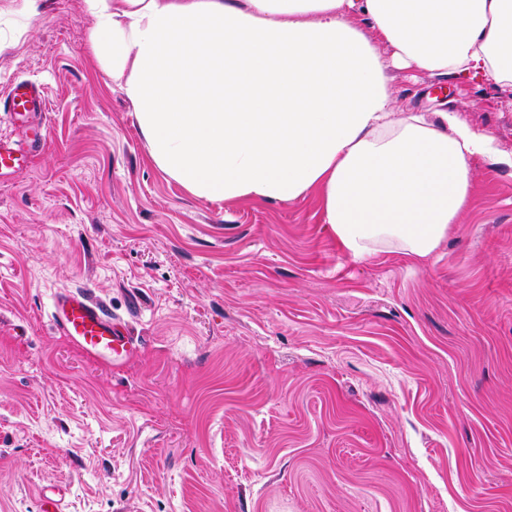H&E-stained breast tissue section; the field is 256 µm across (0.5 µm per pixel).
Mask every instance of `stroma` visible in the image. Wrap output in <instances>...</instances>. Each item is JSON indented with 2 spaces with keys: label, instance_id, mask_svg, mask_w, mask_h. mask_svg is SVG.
Masks as SVG:
<instances>
[{
  "label": "stroma",
  "instance_id": "1",
  "mask_svg": "<svg viewBox=\"0 0 512 512\" xmlns=\"http://www.w3.org/2000/svg\"><path fill=\"white\" fill-rule=\"evenodd\" d=\"M83 0H0V512H512V87L390 69L396 102L495 153L439 247L356 258L318 192L205 199L153 162ZM86 290L128 321L115 368L54 329ZM43 104L41 88L32 82L17 84L7 99L0 102V112L19 114L22 112H40ZM26 155L14 143L0 139V178L19 169L26 162ZM66 489L60 485H44L38 490L42 512H63L62 504Z\"/></svg>",
  "mask_w": 512,
  "mask_h": 512
}]
</instances>
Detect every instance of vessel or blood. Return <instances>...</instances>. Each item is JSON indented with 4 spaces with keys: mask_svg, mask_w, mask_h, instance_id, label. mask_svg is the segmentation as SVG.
I'll use <instances>...</instances> for the list:
<instances>
[{
    "mask_svg": "<svg viewBox=\"0 0 512 512\" xmlns=\"http://www.w3.org/2000/svg\"><path fill=\"white\" fill-rule=\"evenodd\" d=\"M43 104L41 88L32 82L17 84L0 112L19 114L40 111ZM27 151L14 143L0 139V177L10 175L26 161ZM52 320L56 331L86 355L102 363L119 365L135 352L137 343L123 322L112 316L99 301L83 290L57 292L52 305ZM42 512H63L65 489L60 485H44L38 490Z\"/></svg>",
    "mask_w": 512,
    "mask_h": 512,
    "instance_id": "b4317fda",
    "label": "vessel or blood"
}]
</instances>
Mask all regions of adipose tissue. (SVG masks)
I'll return each instance as SVG.
<instances>
[{
	"instance_id": "1",
	"label": "adipose tissue",
	"mask_w": 512,
	"mask_h": 512,
	"mask_svg": "<svg viewBox=\"0 0 512 512\" xmlns=\"http://www.w3.org/2000/svg\"><path fill=\"white\" fill-rule=\"evenodd\" d=\"M157 166L206 199L320 192L361 257L432 254L490 139L399 107L390 66L512 86V0H85Z\"/></svg>"
}]
</instances>
